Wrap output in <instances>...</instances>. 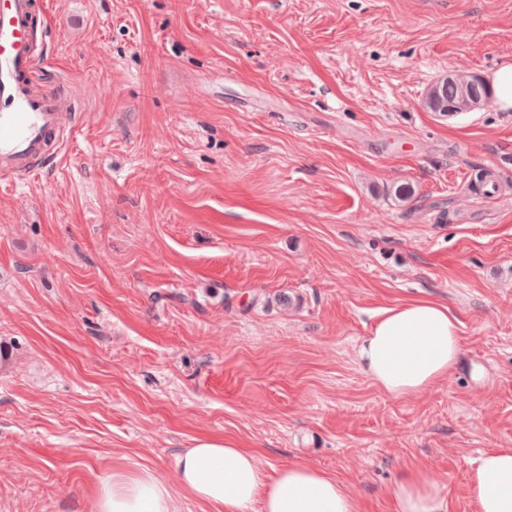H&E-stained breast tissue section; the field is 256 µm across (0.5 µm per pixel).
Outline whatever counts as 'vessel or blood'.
Returning <instances> with one entry per match:
<instances>
[{
	"mask_svg": "<svg viewBox=\"0 0 512 512\" xmlns=\"http://www.w3.org/2000/svg\"><path fill=\"white\" fill-rule=\"evenodd\" d=\"M38 25L32 0H0V179L37 173L74 126L70 106L34 73Z\"/></svg>",
	"mask_w": 512,
	"mask_h": 512,
	"instance_id": "b4317fda",
	"label": "vessel or blood"
}]
</instances>
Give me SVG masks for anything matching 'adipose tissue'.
<instances>
[{"label":"adipose tissue","instance_id":"ef3b65f1","mask_svg":"<svg viewBox=\"0 0 512 512\" xmlns=\"http://www.w3.org/2000/svg\"><path fill=\"white\" fill-rule=\"evenodd\" d=\"M458 320L447 305L413 300L384 310L358 349L366 376L384 393L402 398L435 387L461 355ZM175 481L144 469L100 481L98 512H175L179 485L215 512H356L342 482L293 463L267 471L248 448L197 440L175 464ZM398 512H448L440 488L413 472L393 489ZM468 495L476 512H512V448L484 451L470 467Z\"/></svg>","mask_w":512,"mask_h":512}]
</instances>
